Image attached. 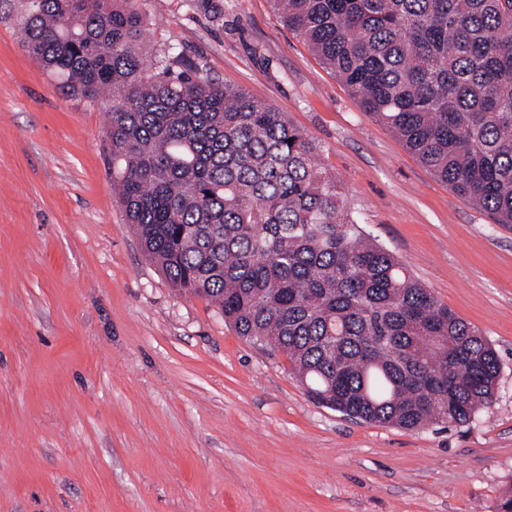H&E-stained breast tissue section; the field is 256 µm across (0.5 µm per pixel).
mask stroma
<instances>
[{
	"label": "stroma",
	"mask_w": 512,
	"mask_h": 512,
	"mask_svg": "<svg viewBox=\"0 0 512 512\" xmlns=\"http://www.w3.org/2000/svg\"><path fill=\"white\" fill-rule=\"evenodd\" d=\"M149 44L285 112L365 230L499 353L473 422L311 401L285 355L175 292L112 192L108 107L0 19V512H499L512 490V230L434 177L271 0H140Z\"/></svg>",
	"instance_id": "obj_1"
}]
</instances>
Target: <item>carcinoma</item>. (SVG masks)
<instances>
[{"label":"carcinoma","mask_w":512,"mask_h":512,"mask_svg":"<svg viewBox=\"0 0 512 512\" xmlns=\"http://www.w3.org/2000/svg\"><path fill=\"white\" fill-rule=\"evenodd\" d=\"M420 164L512 229V0H272ZM67 97L110 108L127 222L170 286L285 354L315 402L405 430L465 425L501 363L348 209L286 114L146 49L139 0H3Z\"/></svg>","instance_id":"cac0c4a2"}]
</instances>
